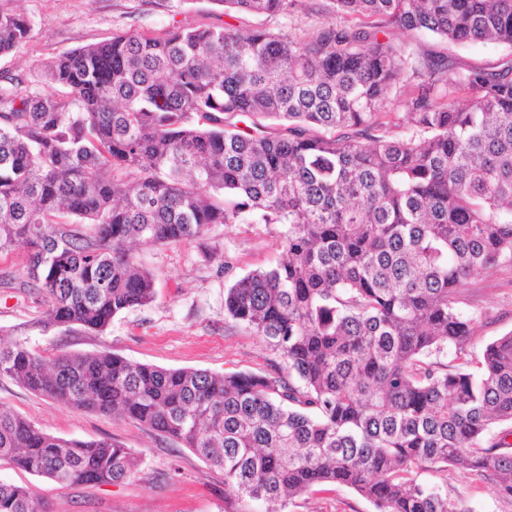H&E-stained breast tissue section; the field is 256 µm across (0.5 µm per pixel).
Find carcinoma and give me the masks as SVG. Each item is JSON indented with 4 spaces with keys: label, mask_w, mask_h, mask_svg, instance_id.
Here are the masks:
<instances>
[{
    "label": "carcinoma",
    "mask_w": 512,
    "mask_h": 512,
    "mask_svg": "<svg viewBox=\"0 0 512 512\" xmlns=\"http://www.w3.org/2000/svg\"><path fill=\"white\" fill-rule=\"evenodd\" d=\"M215 2L287 17L301 0ZM395 29L512 50V0H332L301 35L117 32L45 65L56 94L1 76L0 254L28 250L25 286L47 298L32 327L102 332L154 301L132 243L288 230L274 267L224 288L225 318L280 356L273 373L47 358L21 335L0 343V376L137 421L223 471L239 499L342 485L373 512H465L417 482L431 465L512 497V331L471 370L478 319L461 295L476 269L512 268V57L422 56ZM30 34L0 7V56ZM2 460L64 486L140 465L115 441L51 435L0 406ZM0 512L48 510L0 482Z\"/></svg>",
    "instance_id": "carcinoma-1"
}]
</instances>
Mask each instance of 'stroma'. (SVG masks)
<instances>
[{
	"mask_svg": "<svg viewBox=\"0 0 512 512\" xmlns=\"http://www.w3.org/2000/svg\"><path fill=\"white\" fill-rule=\"evenodd\" d=\"M31 23L30 38L0 57V75L51 91L46 63L63 53L106 40L116 32L163 34L174 27L240 26L248 15L223 9L214 0H17ZM413 40L422 52L440 50L473 64L501 61L507 48L488 42L435 46L426 35ZM280 224H218L207 237L189 243L136 249L140 263L155 277L153 303L115 316L95 332L59 327L32 330L47 307L45 297L23 289L27 279L24 249L0 257V331L30 326L38 353H95L109 350L129 361L166 368L215 373H269L278 354L262 338L224 317V288L245 273L269 268L281 257ZM463 294L479 322L467 345L480 359L484 345L512 332V270H477ZM0 405L25 416L43 432L79 441L103 438L130 448L141 459L133 477L110 485L59 486L7 464L0 481L25 486L50 512H372L371 505L345 486H324L287 505L248 502L228 495L222 472L208 467L192 451L141 427L128 418L66 408L14 380L0 378ZM419 481L447 491L463 512H512V499L470 472L435 467L420 470Z\"/></svg>",
	"mask_w": 512,
	"mask_h": 512,
	"instance_id": "35a3bbf8",
	"label": "stroma"
}]
</instances>
